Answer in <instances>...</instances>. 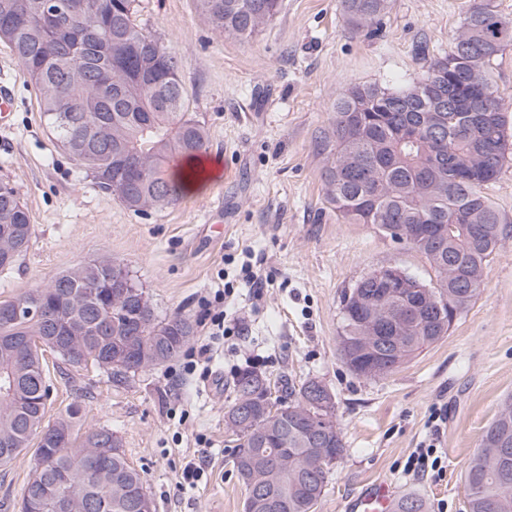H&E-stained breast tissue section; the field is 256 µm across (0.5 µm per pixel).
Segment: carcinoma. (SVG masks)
I'll list each match as a JSON object with an SVG mask.
<instances>
[{"mask_svg": "<svg viewBox=\"0 0 512 512\" xmlns=\"http://www.w3.org/2000/svg\"><path fill=\"white\" fill-rule=\"evenodd\" d=\"M214 30L238 38L260 32L278 13L280 0H196ZM347 23L376 33L373 24L390 0H342ZM136 0H85L60 24L48 16L46 0H0V39L7 41L39 94L40 112L56 143L104 190L136 214L175 204L183 184L167 173L178 156H198L207 135L189 111L183 72L186 62L136 22ZM512 45V19L490 0H478L453 36L448 55L423 66L422 77L402 88L363 85L336 100L327 145L333 156L325 172L329 203L349 224H372L395 242L422 253L436 283L386 299L387 283L373 270L341 298L340 353L358 376H383L450 331L456 317L478 295L486 267L504 238L503 218L485 194L507 159L505 117L490 64ZM447 132L436 136L430 122L442 96ZM18 247L8 270L28 248L31 216L15 190L0 184V228ZM143 288L119 264L83 263L12 300H0V387L12 381L16 397L0 393V465L37 441V463L19 512H59L39 498V487L57 475L72 481L90 505L87 512H134L137 496L151 498L143 472L122 447L104 449L103 466L93 461L96 437L108 427L81 435L72 429L73 406L55 440L41 438L51 384L43 353L50 337H83L74 354L56 352L73 368L93 365L116 383L177 356L193 335L185 315L156 319L143 305ZM33 309L17 318L4 312ZM385 315L399 307L413 316L381 331L372 344L363 334L365 312ZM402 336L397 350L386 337ZM260 374L245 371L235 382L234 404L250 396L252 417L229 423L236 436L232 463L246 486L263 485L272 512H316L333 461L344 452L340 432L327 441L328 461L309 460V433L336 422V407L311 402L309 379L300 386L283 380L281 395L257 391ZM512 445V406L501 409L484 430L465 473L468 512H512V452L500 457L496 441Z\"/></svg>", "mask_w": 512, "mask_h": 512, "instance_id": "cac0c4a2", "label": "carcinoma"}]
</instances>
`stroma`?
Returning <instances> with one entry per match:
<instances>
[{"label": "stroma", "mask_w": 512, "mask_h": 512, "mask_svg": "<svg viewBox=\"0 0 512 512\" xmlns=\"http://www.w3.org/2000/svg\"><path fill=\"white\" fill-rule=\"evenodd\" d=\"M472 2L391 0L371 36L348 26L341 0H282L270 24L239 39L213 30L195 0H139L140 26L186 60L189 109L221 167L203 192L146 215L101 191L57 147L26 70L0 41V78L13 82L16 98L10 128L0 129V184L15 189L35 227L26 254L0 274V300L109 260L130 271L158 319L190 317L197 346L202 298L234 285L231 308L243 331L215 344L209 379L185 374L177 356L117 386L95 367L45 355L53 383L47 420L77 404L75 431L110 426L143 471L156 512H243L247 491L228 460L234 442L224 413L246 370L274 383L316 379L333 393L344 453L317 512H342L379 481L421 493L428 512H467L465 471L484 429L512 401V158L485 190L506 235L479 295L447 336L370 378L353 374L338 353L344 290L381 266L423 279L433 271L410 246L337 216L325 197L332 157L323 140L340 94L400 88L420 76L424 58L448 53ZM248 250L267 259L271 282L260 295L241 280ZM436 407L448 412L437 432L428 426ZM430 439L442 477L405 473L409 454ZM202 455L203 475L184 482L183 468ZM35 463L29 448L0 465V512H16Z\"/></svg>", "instance_id": "obj_1"}]
</instances>
